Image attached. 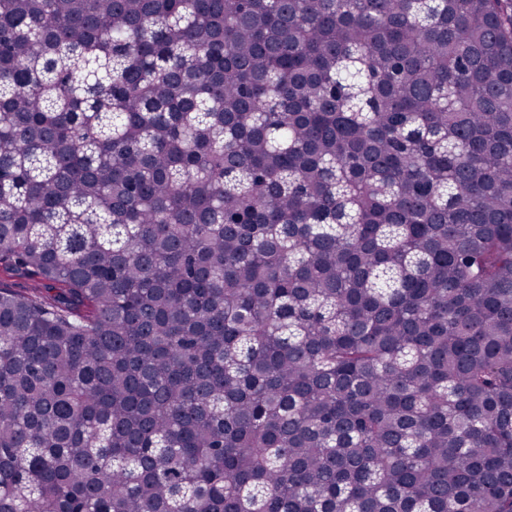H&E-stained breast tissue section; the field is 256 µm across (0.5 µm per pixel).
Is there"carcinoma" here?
<instances>
[{
	"label": "carcinoma",
	"instance_id": "obj_1",
	"mask_svg": "<svg viewBox=\"0 0 512 512\" xmlns=\"http://www.w3.org/2000/svg\"><path fill=\"white\" fill-rule=\"evenodd\" d=\"M0 512H512V0H0Z\"/></svg>",
	"mask_w": 512,
	"mask_h": 512
}]
</instances>
